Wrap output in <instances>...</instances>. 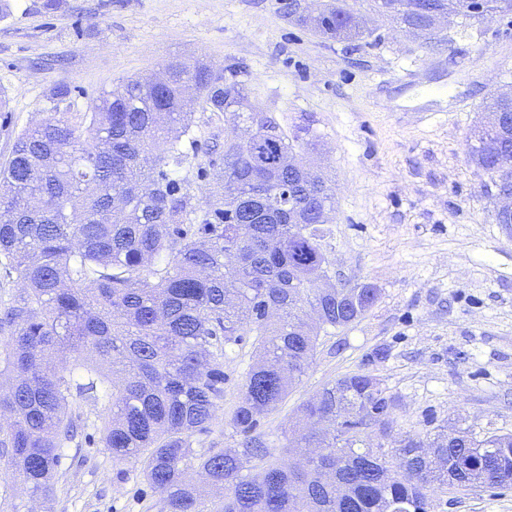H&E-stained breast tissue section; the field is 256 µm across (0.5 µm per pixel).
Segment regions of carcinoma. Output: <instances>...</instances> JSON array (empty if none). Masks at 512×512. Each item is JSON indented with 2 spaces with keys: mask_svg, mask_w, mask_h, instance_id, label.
Here are the masks:
<instances>
[{
  "mask_svg": "<svg viewBox=\"0 0 512 512\" xmlns=\"http://www.w3.org/2000/svg\"><path fill=\"white\" fill-rule=\"evenodd\" d=\"M460 0H374L403 31L434 39L432 17L467 26L484 14H512V0H483L463 13ZM328 37L370 35L347 0H330L300 18ZM166 76L123 80L103 90L87 125L51 118L18 135L0 169V255L5 276L23 292L0 312V456L32 494L51 496L65 443L78 432V400L103 401V447L133 460L163 494V512H429L430 486L464 485L470 472L490 487L512 485V433L426 442L391 441L390 418L370 414L391 398L366 373L345 374L300 405L313 430L294 447L319 448L308 464L281 462L258 432L313 361L321 333L347 326L373 307L336 304L314 279L329 273L326 238L335 200L325 175L304 161L279 168L296 149L273 120L254 124L241 71L171 60ZM193 83L212 112L242 124L224 141L222 160L204 169V206L192 204L179 177L191 138L183 88ZM487 113L511 112L512 96H491ZM512 157V128L478 127L470 157L479 167ZM266 193V224H244L233 198ZM310 310L312 323L301 316ZM254 336L231 424L236 448H203L224 403L228 348ZM377 438V444L371 438ZM200 473L220 496L202 498Z\"/></svg>",
  "mask_w": 512,
  "mask_h": 512,
  "instance_id": "carcinoma-1",
  "label": "carcinoma"
}]
</instances>
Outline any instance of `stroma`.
Returning a JSON list of instances; mask_svg holds the SVG:
<instances>
[{
	"mask_svg": "<svg viewBox=\"0 0 512 512\" xmlns=\"http://www.w3.org/2000/svg\"><path fill=\"white\" fill-rule=\"evenodd\" d=\"M286 0H0V167L16 135L61 115L81 122L121 79L173 58L243 67L255 107L289 135L310 128L336 200L332 272L377 288L375 305L321 335L313 361L261 430L287 457L302 402L338 377L367 372L395 405L394 436L512 432V225L497 223L490 177L469 158L491 95L512 90V15L440 28L425 43L348 0L370 35L336 41L290 18ZM72 93L57 99L58 87ZM180 171L202 200L199 166L220 159L238 122L191 105ZM255 361L252 337L228 351L224 403L205 447L234 448L231 425ZM100 403L76 404L84 427L57 469L54 493L30 496L0 460V512H161L139 466L105 450ZM431 512H512V486L434 487Z\"/></svg>",
	"mask_w": 512,
	"mask_h": 512,
	"instance_id": "stroma-1",
	"label": "stroma"
}]
</instances>
